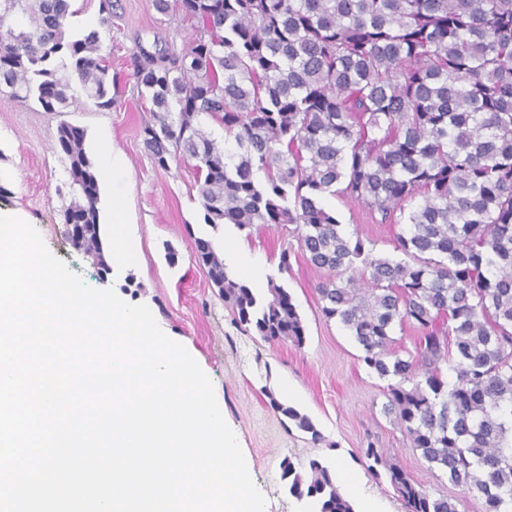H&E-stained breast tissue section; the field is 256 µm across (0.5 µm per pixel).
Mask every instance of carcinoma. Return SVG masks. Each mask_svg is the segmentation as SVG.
<instances>
[{
    "label": "carcinoma",
    "mask_w": 512,
    "mask_h": 512,
    "mask_svg": "<svg viewBox=\"0 0 512 512\" xmlns=\"http://www.w3.org/2000/svg\"><path fill=\"white\" fill-rule=\"evenodd\" d=\"M196 21L182 49L140 50L134 78L151 103L142 128L154 165L196 161L203 223L247 235L274 225L325 277L323 316L361 346L387 381L385 414L409 448L483 512H512V0H178ZM71 0H0V82L48 112L74 86L110 109L119 76L98 55L99 31L68 29ZM64 59L63 76L52 68ZM224 129V146L205 130ZM85 131L63 123L57 145L77 192L73 246L100 267V183ZM327 195L362 204L375 224H402L393 258L348 235ZM236 322L263 340L302 346L305 326L284 285L237 281L214 242L191 236ZM416 332L393 348L395 326ZM455 354H449L448 337ZM454 375L443 379L442 368ZM273 406L321 440L311 418ZM408 512H459L433 498L373 444ZM282 478L315 512H355L333 465L286 459Z\"/></svg>",
    "instance_id": "obj_1"
}]
</instances>
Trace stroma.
Listing matches in <instances>:
<instances>
[{"label": "stroma", "instance_id": "35a3bbf8", "mask_svg": "<svg viewBox=\"0 0 512 512\" xmlns=\"http://www.w3.org/2000/svg\"><path fill=\"white\" fill-rule=\"evenodd\" d=\"M193 30V21L184 19L178 7L162 14L152 0H112V27L100 30L99 47L100 56L122 78L112 109H98L79 90L64 112H47L35 101L0 94V185L5 188L0 211L33 225L46 247L88 285L114 288L127 303L147 305L163 332L185 346L224 404L251 476L267 499L266 512H314L311 502L289 494L281 463L315 457L335 463L341 489L358 486V506L406 512L387 477L369 471L363 450L370 441L430 496L457 497L460 512H481V498L451 485L446 474L408 448L399 428L384 414L386 380L365 366L354 337L320 312L316 286L321 272L296 257L290 272L278 274L279 254L288 240L276 227L250 236L230 226L209 231L203 223L194 161H174L163 170L146 154L141 131L152 116L149 103L138 94L132 55L141 47L152 53L182 47ZM63 123L84 129L86 151L101 168L104 241L112 239L113 200L118 195L125 199L124 231L133 257L105 277L63 235L62 210L74 196L68 163L56 147L57 128ZM109 151L123 160L120 177L101 166ZM324 203L348 234L372 241L376 253L392 254L394 227L369 223L364 208L355 202L329 195ZM194 233L212 235L219 247L239 245L258 264L255 287H265L267 276L277 274L306 327L302 346L270 343L235 325L190 246ZM171 248L178 254L173 265L167 260ZM279 402L306 413L322 441L294 427L276 410Z\"/></svg>", "mask_w": 512, "mask_h": 512}]
</instances>
